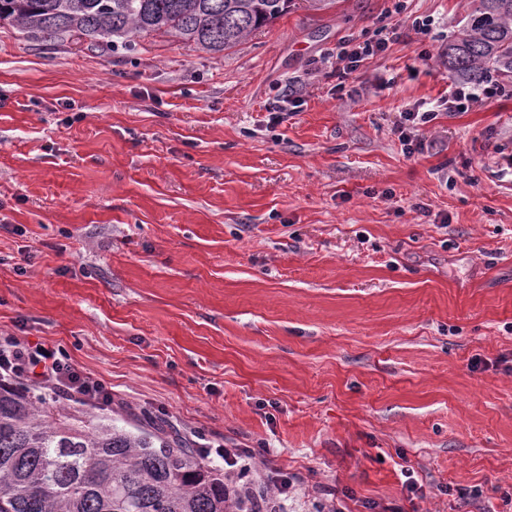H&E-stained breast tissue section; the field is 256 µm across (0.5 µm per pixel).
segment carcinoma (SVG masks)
I'll use <instances>...</instances> for the list:
<instances>
[{
  "instance_id": "cac0c4a2",
  "label": "carcinoma",
  "mask_w": 512,
  "mask_h": 512,
  "mask_svg": "<svg viewBox=\"0 0 512 512\" xmlns=\"http://www.w3.org/2000/svg\"><path fill=\"white\" fill-rule=\"evenodd\" d=\"M293 0H0V22L57 45L110 51L162 33L222 54L286 14ZM448 66L475 83L512 81V0H478L448 44ZM90 423L54 399L0 383V512H237L224 474L172 446L143 412L137 433Z\"/></svg>"
}]
</instances>
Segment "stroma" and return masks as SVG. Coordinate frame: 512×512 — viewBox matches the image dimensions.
Returning <instances> with one entry per match:
<instances>
[{
  "instance_id": "stroma-1",
  "label": "stroma",
  "mask_w": 512,
  "mask_h": 512,
  "mask_svg": "<svg viewBox=\"0 0 512 512\" xmlns=\"http://www.w3.org/2000/svg\"><path fill=\"white\" fill-rule=\"evenodd\" d=\"M389 4L294 0L221 55L0 24V332L63 346L118 426L265 443L290 512H512V83L406 156L473 0ZM383 25L337 98V43Z\"/></svg>"
}]
</instances>
